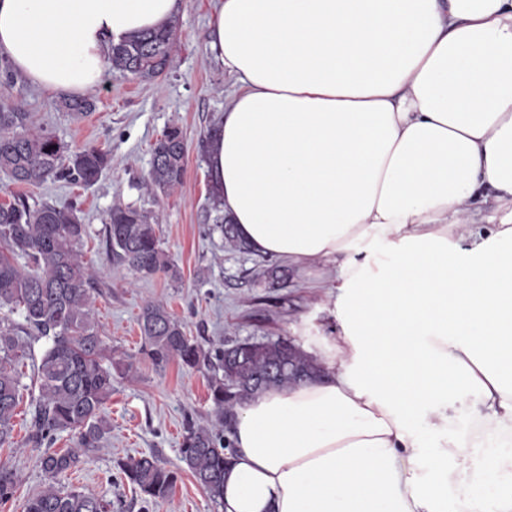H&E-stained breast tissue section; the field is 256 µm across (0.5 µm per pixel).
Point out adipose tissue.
Wrapping results in <instances>:
<instances>
[{
    "mask_svg": "<svg viewBox=\"0 0 512 512\" xmlns=\"http://www.w3.org/2000/svg\"><path fill=\"white\" fill-rule=\"evenodd\" d=\"M181 7L0 0V54L81 95ZM208 49L225 218L336 269L320 376L235 407L221 512H512V0H219Z\"/></svg>",
    "mask_w": 512,
    "mask_h": 512,
    "instance_id": "ef3b65f1",
    "label": "adipose tissue"
}]
</instances>
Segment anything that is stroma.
Returning <instances> with one entry per match:
<instances>
[{
  "label": "stroma",
  "mask_w": 512,
  "mask_h": 512,
  "mask_svg": "<svg viewBox=\"0 0 512 512\" xmlns=\"http://www.w3.org/2000/svg\"><path fill=\"white\" fill-rule=\"evenodd\" d=\"M216 0H183L176 21L179 43L166 74L145 83L117 72H106L90 95L92 114L74 121L47 93L22 76L0 80V101L22 104L37 125L47 127L73 147L93 145L110 152L112 167L97 183L86 186L51 179L38 187L19 186L0 173V202L24 194L30 203L76 205L87 233L80 245L95 279L94 311L113 358H132L134 373L116 379L104 414L111 431L101 448L79 468L63 475L61 486L113 502L117 512H220L180 460L186 416L211 412L206 370L178 362L155 369L141 353L139 314L146 300L162 303L204 348L248 336H284L296 345L316 346L330 336L333 323L327 301L315 284L322 268L289 270L275 283L254 271L256 256L225 245L214 230L209 212L210 172L199 141L216 124L232 80L208 50ZM179 126L187 143L184 181L171 196L153 198L144 180L151 150L163 132ZM151 210L159 216L161 246L179 267L181 278L141 277L113 266L105 233L115 204ZM25 386L14 416L13 438L0 447V464L20 477L13 498L0 512H24V504L46 483L38 449L26 446L30 418L31 360L19 366ZM154 456L179 479L171 495L144 505L132 487L119 479L115 463L127 457Z\"/></svg>",
  "instance_id": "obj_1"
}]
</instances>
